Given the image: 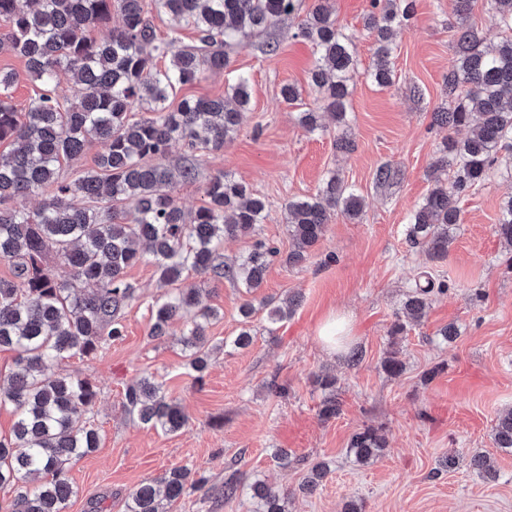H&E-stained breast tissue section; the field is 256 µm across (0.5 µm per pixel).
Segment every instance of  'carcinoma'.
<instances>
[{"label": "carcinoma", "instance_id": "carcinoma-1", "mask_svg": "<svg viewBox=\"0 0 512 512\" xmlns=\"http://www.w3.org/2000/svg\"><path fill=\"white\" fill-rule=\"evenodd\" d=\"M166 13L190 26L194 42L181 41L173 29L162 38L144 11L143 0H0V18L9 30L0 35V50L25 62L28 78L38 92L18 112L2 99L20 74L0 70V264L9 265L14 279L0 280V348L15 352L8 384L0 383V406L16 416L12 433L0 435V488L11 485L15 496L4 512H63L74 493L72 462L98 447V432L81 422L98 398L87 378L50 374L49 365L75 355L90 356L109 341L123 336L121 316L135 299L136 289L126 271L149 253L165 292L149 306V335H168L170 325L186 327L182 344L187 365L203 380L216 349L208 336L219 310L201 305L200 289L175 287L193 271L214 282H228L253 293L280 254L273 244L258 239L243 256L222 255L224 239L258 235L266 218V201L249 185L218 172L203 187L204 204L185 210L176 195V181L196 180L197 170L184 166L179 179L161 163L180 143L190 155L218 151L232 142L243 112L251 101L250 77L237 75L231 94L217 98H184L173 108L177 89L208 72L226 69L230 54L274 28L298 10V0H152ZM472 0H456L459 26L454 34L455 55L448 69V106L434 113V123L468 129L461 141L448 139L442 156L430 167V187L413 210L406 229L410 247L444 261L463 222L459 202L484 181L498 153L512 145V0H490L503 36L492 48L483 46L466 24ZM121 22L105 38L92 31L112 20ZM414 12V0H371L364 29L373 38L374 65L368 76L376 85L392 83L389 66L394 37ZM298 37L318 54L309 71L322 111L300 113L309 133L324 132V115L342 129L336 150L351 153L347 105L352 75L357 68L358 35L336 18L335 0H316L299 27ZM73 77V95L60 89V74ZM103 145L94 166L68 179L62 167L85 153L89 137ZM397 178L389 164L377 167L374 183L383 187ZM31 194L42 197L32 210L9 206ZM360 218L363 197L331 173L316 194L288 201L284 220L292 242L286 263L302 265L309 250L324 236L331 212ZM498 236L512 250V197L502 206ZM61 259L70 270L60 279L49 257ZM448 285L423 273L405 294L402 315L391 330L395 339L406 320L420 321L431 296ZM298 299L283 303L264 297L260 305L268 321L288 317ZM242 327L231 341L236 349L253 340L252 301L239 308ZM382 367L397 377L405 370L390 351ZM324 391L319 416L340 414L336 377L317 376ZM125 407L147 428L176 433L187 422L181 405L166 396L163 383L143 377L126 387ZM495 447L512 449V409L498 416L493 428ZM349 448L357 462L378 457L386 443L370 427L354 433ZM329 473V465L314 463L299 490L313 492ZM205 482L188 468L177 467L130 494L129 512H165L160 499L172 504ZM255 512H286L288 491L255 481L250 485Z\"/></svg>", "mask_w": 512, "mask_h": 512}]
</instances>
